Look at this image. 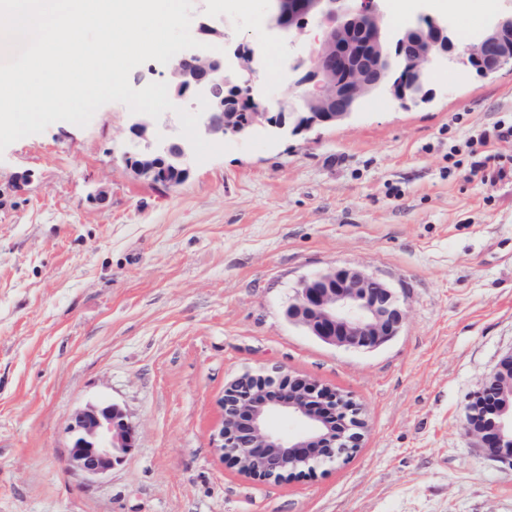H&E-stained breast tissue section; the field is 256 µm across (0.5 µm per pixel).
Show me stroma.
I'll use <instances>...</instances> for the list:
<instances>
[{"label": "stroma", "instance_id": "stroma-1", "mask_svg": "<svg viewBox=\"0 0 512 512\" xmlns=\"http://www.w3.org/2000/svg\"><path fill=\"white\" fill-rule=\"evenodd\" d=\"M497 0H386L480 30ZM268 37L265 0H194ZM308 139L231 140L166 188L124 164L129 108L57 122L0 153V512H512V468L464 429L512 350V181L467 176L466 142L512 116V64L431 73ZM378 275L407 320L369 352L290 324L305 276ZM350 395L361 448L292 481L241 474L215 447L225 386L261 369ZM107 398L138 429L106 475L68 462L78 407Z\"/></svg>", "mask_w": 512, "mask_h": 512}]
</instances>
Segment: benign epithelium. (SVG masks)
<instances>
[{"label": "benign epithelium", "instance_id": "obj_1", "mask_svg": "<svg viewBox=\"0 0 512 512\" xmlns=\"http://www.w3.org/2000/svg\"><path fill=\"white\" fill-rule=\"evenodd\" d=\"M266 2V28L287 47L288 85L302 93L294 103L261 95L258 50L227 40L226 28L236 20L214 26L200 16L196 40L213 49L184 50L166 70L175 99L201 94L207 100L198 123L205 139L256 132L296 137L347 120L377 93L402 105L430 102L428 75L437 66H469L489 76L512 64V0H499L464 49L448 17L420 12L396 27L384 0ZM192 154L190 142L172 131V121L130 115L125 163L135 178L170 186L175 171L184 181ZM286 316L326 345L371 352L400 334L406 310L376 275L343 265L301 279ZM222 406L215 448L263 481L310 473L359 447L367 431L361 409L348 396L278 369L242 374L225 387ZM465 432L489 457L512 466V351L479 382L466 407ZM68 433L69 463L88 478L121 464L137 443L136 426L109 399L77 408Z\"/></svg>", "mask_w": 512, "mask_h": 512}]
</instances>
